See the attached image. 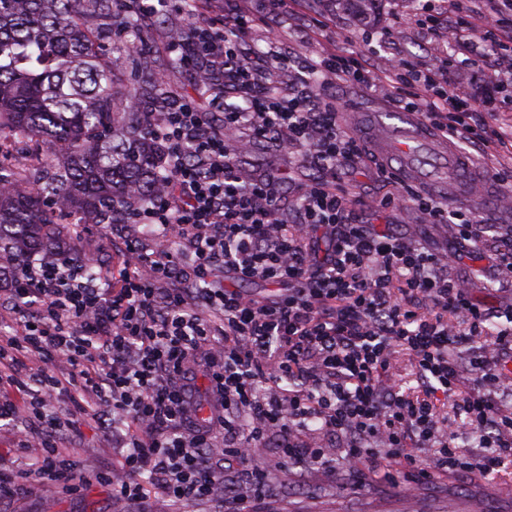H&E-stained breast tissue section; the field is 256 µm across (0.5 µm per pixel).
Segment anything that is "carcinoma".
<instances>
[{"label": "carcinoma", "instance_id": "cac0c4a2", "mask_svg": "<svg viewBox=\"0 0 512 512\" xmlns=\"http://www.w3.org/2000/svg\"><path fill=\"white\" fill-rule=\"evenodd\" d=\"M111 33L112 0H0V140L29 142L35 157L0 159V186L12 187L0 192V278L60 251L68 216L133 218L129 186L150 195L168 180L162 146L117 100L96 46Z\"/></svg>", "mask_w": 512, "mask_h": 512}]
</instances>
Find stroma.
I'll return each mask as SVG.
<instances>
[{"label": "stroma", "mask_w": 512, "mask_h": 512, "mask_svg": "<svg viewBox=\"0 0 512 512\" xmlns=\"http://www.w3.org/2000/svg\"><path fill=\"white\" fill-rule=\"evenodd\" d=\"M458 7L471 12L476 31L470 37L474 48L468 64L448 71V81L474 102H482L490 89L485 82L483 57L492 47L483 40V14L489 8L485 0H457ZM311 12L331 17L326 36H306L297 19H286L278 38L295 52L298 60L316 58L327 39H335L336 48L345 54L361 55L378 68L392 61L408 58L423 68L435 66L446 49L454 48L455 36L446 41L427 39L416 24L420 0H373L367 11L346 9L342 0H307ZM182 19L171 13L142 21L144 50L152 65L143 69L137 56L105 45L102 54L112 68V80L124 100L141 94L157 76H164L169 88L192 91L195 68L177 70L167 66L169 45L182 36ZM338 104L353 106L356 112L396 111L384 84L362 86L339 81L329 88ZM470 164L487 182L493 183L498 204L480 208L479 214L490 224L512 225V186L498 184L500 168L512 160L481 155L479 150L465 148ZM239 160L246 168L259 169L269 164L288 169L291 180L283 189L285 201H292L300 184L313 178L314 172L302 167L296 155H278L266 143L248 138L239 144ZM336 181L357 201L353 218L360 224L390 225L392 229L415 240L433 252L447 257L449 275L462 279L471 296L494 311L512 307V285L503 282L495 269L490 251L485 247H460L447 225L430 223L428 217L398 187L379 177L377 159L365 155L358 173L337 171ZM70 255H81L94 261L102 276H111L120 263L119 246L110 226H91L80 239L67 243ZM18 419L16 428L0 430V467L12 472L16 491L0 499V512H119L120 503L112 499L109 486L95 482L93 476L102 465L118 463L120 453L112 437V416L102 412L97 419L85 420L64 431L60 444L75 460L87 485L69 488L41 487L26 478L27 449L17 447L16 429L26 428ZM512 465H504L481 479L452 477L436 483H410L395 486L393 481L378 479L360 486L344 470L329 473L321 468L307 470L300 476L273 474L269 488L261 499L251 497L234 501L238 512H512Z\"/></svg>", "instance_id": "35a3bbf8"}]
</instances>
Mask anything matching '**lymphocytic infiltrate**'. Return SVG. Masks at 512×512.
<instances>
[{"instance_id": "obj_1", "label": "lymphocytic infiltrate", "mask_w": 512, "mask_h": 512, "mask_svg": "<svg viewBox=\"0 0 512 512\" xmlns=\"http://www.w3.org/2000/svg\"><path fill=\"white\" fill-rule=\"evenodd\" d=\"M303 4L224 0L221 15H187L171 53L187 67L206 58L234 103L173 91L164 111L150 113L170 183L139 202L133 223L113 225L121 257L115 281L85 276L62 256L25 265L0 295V308L21 316L0 341V381L19 394L0 396V423L22 413L38 421L19 438L39 485L80 480L56 433L105 407L123 453L97 481L119 501L155 491L171 512L218 498L234 464L247 466L249 494L259 497L274 472L341 467L367 483L394 470L410 483L484 477L512 462V406L498 395L512 364V328L486 341L493 312L449 277L442 256L349 221L353 200L336 172L357 169L365 147L326 88L340 78L381 81L444 139L475 148L500 139L468 98L445 89L444 62L422 72L398 60L377 74L359 57L326 49L308 63L317 89L283 94L262 83L265 62L285 72L294 55L273 40L262 56L246 59L242 42L258 28L276 31ZM242 137L318 170L290 209L281 204L284 173L240 169ZM410 197L460 243L494 238L496 265L512 280L511 224L483 223L417 191ZM244 281L278 292L259 298L241 290ZM462 345L470 348L465 362L456 353ZM397 349L414 362L413 391L392 373ZM53 357L68 372L44 368ZM201 372L212 407L198 422L190 394ZM61 396L69 403L62 420L51 411ZM463 432L487 455H462ZM263 448L270 457L260 456Z\"/></svg>"}]
</instances>
